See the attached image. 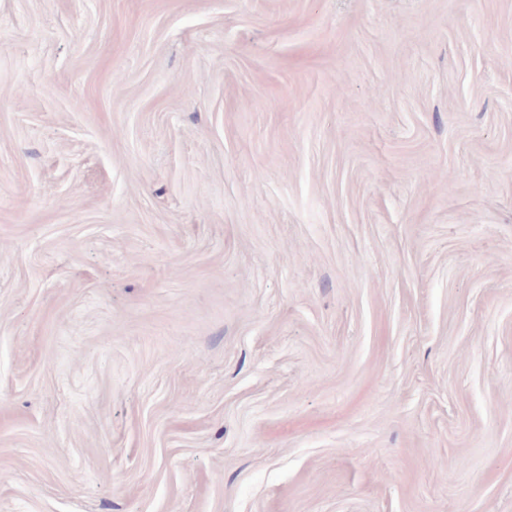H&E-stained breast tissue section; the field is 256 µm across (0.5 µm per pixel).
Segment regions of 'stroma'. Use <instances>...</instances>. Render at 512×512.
I'll use <instances>...</instances> for the list:
<instances>
[{
	"mask_svg": "<svg viewBox=\"0 0 512 512\" xmlns=\"http://www.w3.org/2000/svg\"><path fill=\"white\" fill-rule=\"evenodd\" d=\"M0 512H512V0H0Z\"/></svg>",
	"mask_w": 512,
	"mask_h": 512,
	"instance_id": "1",
	"label": "stroma"
}]
</instances>
